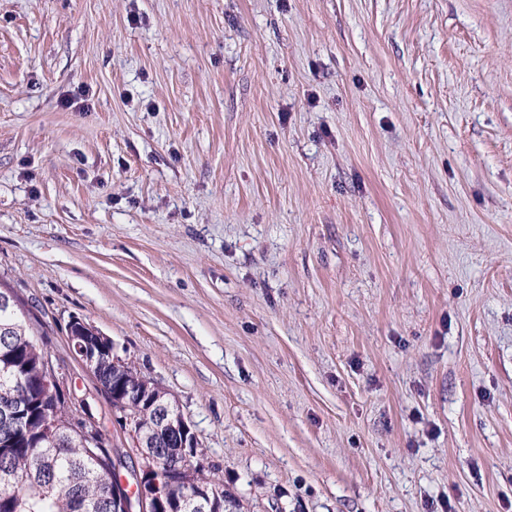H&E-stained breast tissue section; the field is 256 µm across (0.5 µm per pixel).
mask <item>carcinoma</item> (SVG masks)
I'll return each instance as SVG.
<instances>
[{"mask_svg":"<svg viewBox=\"0 0 512 512\" xmlns=\"http://www.w3.org/2000/svg\"><path fill=\"white\" fill-rule=\"evenodd\" d=\"M50 352L39 331L27 323L14 292L0 289V409L23 403V418L0 419V512H116L112 507V458L108 448L87 457L77 444L65 401L46 391ZM105 395L112 387L134 384L137 371H120L103 355L94 363ZM207 477H181L168 512H201L192 503L194 483Z\"/></svg>","mask_w":512,"mask_h":512,"instance_id":"carcinoma-1","label":"carcinoma"}]
</instances>
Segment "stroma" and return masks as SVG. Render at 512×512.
Wrapping results in <instances>:
<instances>
[{"instance_id":"obj_1","label":"stroma","mask_w":512,"mask_h":512,"mask_svg":"<svg viewBox=\"0 0 512 512\" xmlns=\"http://www.w3.org/2000/svg\"><path fill=\"white\" fill-rule=\"evenodd\" d=\"M0 286L226 512H512V0H0ZM69 338L71 340L74 354L87 367L93 360L96 350L107 351L112 355V364L105 355H101L94 363L95 372L99 373L103 382L102 390L112 405V412L116 414L118 409L123 414L128 410L140 407L146 408L147 415L138 420L137 416H129L125 420L131 423L135 419V424L128 428L132 446L129 451L139 460V466L142 475L137 470V483L128 499L136 498L140 505V512H159L154 508H160L164 499H166L169 490L177 483V474L181 475L184 469L209 471L204 456L197 452V437L193 431L192 424L184 415L174 414L177 405L167 397V393L152 379L141 376L136 378L134 390H127L120 394H113L111 401L110 393L112 386L119 383L133 385L137 371L132 367L120 371L112 365L125 366L124 359L116 352V347L112 339L105 336L99 330L87 325L81 319H74L69 325ZM178 412L180 410L176 408ZM162 433L170 434L178 439V453L174 462L169 463L164 469L158 463L157 455L165 463L175 445L166 443L161 437L157 448V438ZM156 449V451L154 450Z\"/></svg>"}]
</instances>
